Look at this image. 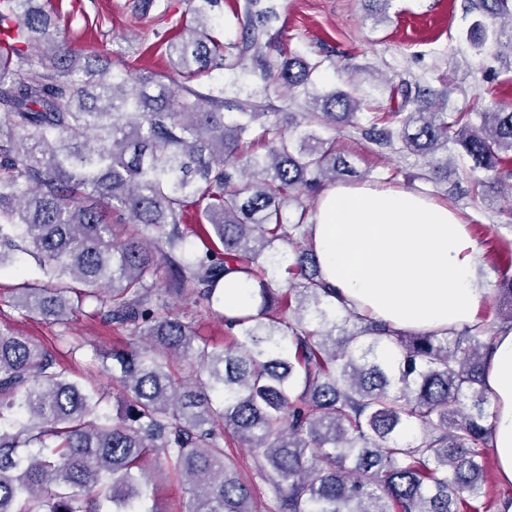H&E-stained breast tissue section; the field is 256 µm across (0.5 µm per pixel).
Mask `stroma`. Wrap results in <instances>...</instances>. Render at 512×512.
Wrapping results in <instances>:
<instances>
[{"instance_id":"1","label":"stroma","mask_w":512,"mask_h":512,"mask_svg":"<svg viewBox=\"0 0 512 512\" xmlns=\"http://www.w3.org/2000/svg\"><path fill=\"white\" fill-rule=\"evenodd\" d=\"M279 18L271 29L276 47L272 59L299 55L321 60L317 89L357 85L367 91L358 125L376 112L395 109L396 101L382 83L418 82L448 93L452 112H484L496 104H512V28H505L500 45L474 55L465 35L476 16L479 0H392L388 18L368 17L361 0H273ZM58 40L88 54L110 57L153 72L170 73L158 35L191 16V0H158L142 13L140 0H51ZM357 125V127H358ZM357 127L321 129L335 138L336 148L353 166L354 182L412 188L448 205L466 224L480 251L476 276L485 295L477 318L499 329L508 312L506 300L495 293L496 266L512 250V196L481 192L456 149L448 151L447 178L426 179L421 157L405 152L379 154L363 140ZM39 271L28 259L16 271L0 273V325L28 337L45 349L57 348L55 328L11 304L10 290ZM75 341L82 343L81 364L95 349L112 346V333L86 313L70 322Z\"/></svg>"}]
</instances>
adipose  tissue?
I'll return each mask as SVG.
<instances>
[{
  "mask_svg": "<svg viewBox=\"0 0 512 512\" xmlns=\"http://www.w3.org/2000/svg\"><path fill=\"white\" fill-rule=\"evenodd\" d=\"M312 237L323 279L360 315L405 331L472 325L480 253L447 206L410 189L338 184L319 197ZM485 382L496 407L499 476L512 486V328L500 329Z\"/></svg>",
  "mask_w": 512,
  "mask_h": 512,
  "instance_id": "ef3b65f1",
  "label": "adipose tissue"
}]
</instances>
